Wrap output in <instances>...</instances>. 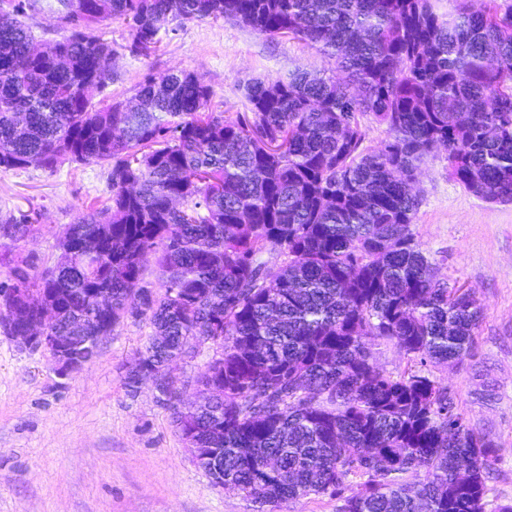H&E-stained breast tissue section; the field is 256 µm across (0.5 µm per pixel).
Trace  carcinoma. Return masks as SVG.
Instances as JSON below:
<instances>
[{
	"label": "carcinoma",
	"mask_w": 512,
	"mask_h": 512,
	"mask_svg": "<svg viewBox=\"0 0 512 512\" xmlns=\"http://www.w3.org/2000/svg\"><path fill=\"white\" fill-rule=\"evenodd\" d=\"M56 2L70 34L33 52L32 0H0V170L106 163L111 204L80 215L62 261L41 270L0 242V294L29 292L0 297V314L19 333L54 306V334L80 318L83 343L137 303L152 327L141 366L156 371L182 337H221L223 357L200 376L211 406L183 432L220 449L213 484L267 512L310 495L344 498L342 512H485L495 444L431 375L472 356L482 311L473 291L436 281L411 180L441 149L469 192L512 204V0H457L446 15L435 0ZM171 17L299 38L349 82L253 80L251 116L234 119L185 71L145 79L133 111L93 103L113 54L99 24L127 22L149 56ZM368 113L389 139L366 153ZM0 229L17 242L36 227L10 217ZM270 251L283 266H268ZM102 292L109 310L93 305ZM383 342L419 369L385 371Z\"/></svg>",
	"instance_id": "cac0c4a2"
}]
</instances>
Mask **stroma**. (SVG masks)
<instances>
[{
  "label": "stroma",
  "mask_w": 512,
  "mask_h": 512,
  "mask_svg": "<svg viewBox=\"0 0 512 512\" xmlns=\"http://www.w3.org/2000/svg\"><path fill=\"white\" fill-rule=\"evenodd\" d=\"M114 55L94 101L133 100L150 75L186 71L228 116L246 112L244 88L256 78L297 71L335 75V62L305 42L269 37L231 21H170L159 50L143 56L124 21L100 25ZM110 169L64 162L0 171V220L29 215L39 227L17 251L54 264L70 224L106 207ZM412 226L437 278L474 291L483 317L472 359L433 367L460 412L496 445L485 512L512 503V204H490L448 173L444 151L418 171ZM152 329L129 316L102 339L82 371L58 376L48 354L20 349L0 333V512H257L243 493L213 486L191 458L166 401L152 382L125 388V367Z\"/></svg>",
  "instance_id": "stroma-1"
}]
</instances>
